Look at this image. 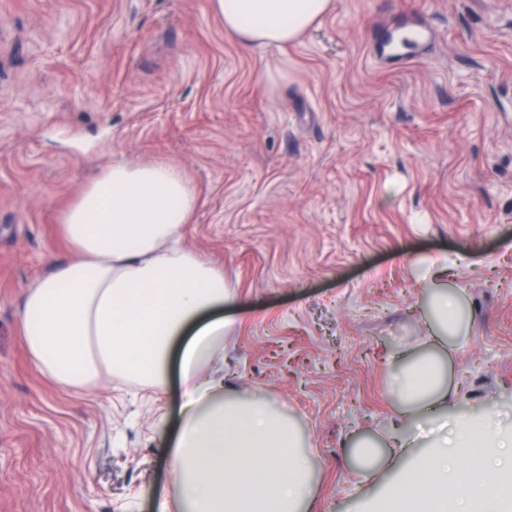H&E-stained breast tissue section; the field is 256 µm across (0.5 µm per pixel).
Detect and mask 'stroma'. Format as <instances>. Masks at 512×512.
<instances>
[{"label": "stroma", "mask_w": 512, "mask_h": 512, "mask_svg": "<svg viewBox=\"0 0 512 512\" xmlns=\"http://www.w3.org/2000/svg\"><path fill=\"white\" fill-rule=\"evenodd\" d=\"M403 15L435 47L376 64ZM116 161L184 170L183 242L250 305L224 381L296 419L317 512H369L393 477L353 492L348 445L395 409L430 265L472 315L455 410L512 415V0H336L281 49L237 43L210 0H0V512H156L174 488L177 380L63 390L20 336L25 288L74 255L61 212Z\"/></svg>", "instance_id": "1"}]
</instances>
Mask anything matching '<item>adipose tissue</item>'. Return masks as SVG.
I'll return each mask as SVG.
<instances>
[{"label": "adipose tissue", "mask_w": 512, "mask_h": 512, "mask_svg": "<svg viewBox=\"0 0 512 512\" xmlns=\"http://www.w3.org/2000/svg\"><path fill=\"white\" fill-rule=\"evenodd\" d=\"M224 30L246 47L299 40L335 0H211ZM195 190L169 162H115L63 211L74 257L33 281L20 329L40 372L61 387L87 388L102 375L165 387L178 371L182 427L170 451L177 486L159 512H312L318 486L297 423L268 402L224 385V338L236 303L224 272L182 244ZM447 267L427 269L430 300L421 353L389 382L396 403L383 434L353 442L355 473L370 481L397 469L378 512H512V422L489 425L488 406L449 416L457 387L452 353L470 342L462 291ZM428 454L401 467L415 440Z\"/></svg>", "instance_id": "obj_1"}]
</instances>
